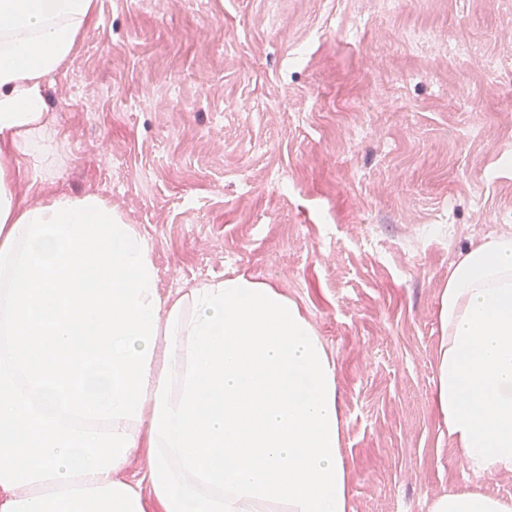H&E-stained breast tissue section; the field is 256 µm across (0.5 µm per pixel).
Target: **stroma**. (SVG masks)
Wrapping results in <instances>:
<instances>
[{
  "mask_svg": "<svg viewBox=\"0 0 512 512\" xmlns=\"http://www.w3.org/2000/svg\"><path fill=\"white\" fill-rule=\"evenodd\" d=\"M509 28L512 0H97L47 87V193L138 225L161 294L243 273L300 305L337 366L351 512L512 497L432 403L448 266L512 231Z\"/></svg>",
  "mask_w": 512,
  "mask_h": 512,
  "instance_id": "35a3bbf8",
  "label": "stroma"
}]
</instances>
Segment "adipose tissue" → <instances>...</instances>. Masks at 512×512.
Wrapping results in <instances>:
<instances>
[{
	"instance_id": "1",
	"label": "adipose tissue",
	"mask_w": 512,
	"mask_h": 512,
	"mask_svg": "<svg viewBox=\"0 0 512 512\" xmlns=\"http://www.w3.org/2000/svg\"><path fill=\"white\" fill-rule=\"evenodd\" d=\"M97 0H0V142L58 164L46 83ZM0 159V512H349L336 364L298 304L238 274L161 295L153 248L95 194L19 198ZM434 403L473 472L512 474V233L440 295ZM145 451V481L122 476ZM429 512H512L479 490Z\"/></svg>"
}]
</instances>
